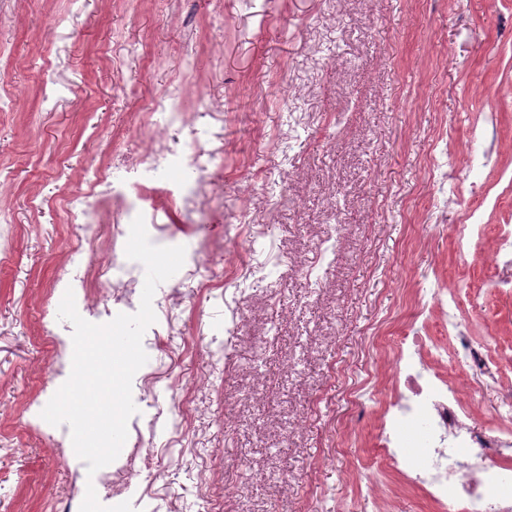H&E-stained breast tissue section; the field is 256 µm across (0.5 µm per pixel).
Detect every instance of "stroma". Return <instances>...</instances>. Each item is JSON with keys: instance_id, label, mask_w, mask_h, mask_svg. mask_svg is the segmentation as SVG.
I'll use <instances>...</instances> for the list:
<instances>
[{"instance_id": "obj_1", "label": "stroma", "mask_w": 512, "mask_h": 512, "mask_svg": "<svg viewBox=\"0 0 512 512\" xmlns=\"http://www.w3.org/2000/svg\"><path fill=\"white\" fill-rule=\"evenodd\" d=\"M3 80L13 101L0 108V205L16 240L0 254V512H55L88 482L20 415L48 365L38 317L54 303L53 271L81 244L63 207L83 186H57L54 171L137 157L146 119L191 140L147 112L178 85L200 101L204 159L222 179L208 223L171 198L154 205L166 245H204L203 276L246 320L225 343L207 289L187 288L160 324L163 349L146 365L161 411L153 444L178 434L197 451L183 466L161 460L130 500L150 485L155 512H455L397 470H358L377 442L383 358L362 338L397 331L416 292L497 268L492 241L461 253L452 237L476 203L485 223L512 225V0H0ZM475 124L492 136L470 139ZM447 151L451 196L429 175ZM473 154L490 157L477 188ZM241 216L264 236L244 235ZM337 224L327 260L319 244ZM487 317L512 344V298L488 289L468 308L474 341ZM301 340L310 351L291 377ZM228 347L236 371L225 380L215 364ZM354 386L363 396L350 406ZM313 397L321 419L310 423Z\"/></svg>"}]
</instances>
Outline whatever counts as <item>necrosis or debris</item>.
Wrapping results in <instances>:
<instances>
[{
	"label": "necrosis or debris",
	"instance_id": "4bbe7bcc",
	"mask_svg": "<svg viewBox=\"0 0 512 512\" xmlns=\"http://www.w3.org/2000/svg\"><path fill=\"white\" fill-rule=\"evenodd\" d=\"M201 151L197 142L170 139L118 168L94 162L79 166L85 188L65 200L64 221L89 244H102L94 282L75 273L84 260L69 251L55 272L52 288L56 295L73 291L79 314L93 323H106L117 314L135 313L144 282L143 271L131 270L125 254L130 225L143 216L151 242H158V217L149 191H157L205 211L208 188L201 179ZM470 223L459 246L479 245L486 236L495 239L496 255L502 265L495 280L497 291L512 294V225H488L480 207L469 211ZM111 220L106 240H99L98 226ZM474 288H453L440 300L442 323L439 335L416 328L413 322L397 332L376 331L365 341L392 355L395 387L378 407L380 454L372 461L377 470L401 466L408 483L420 486L435 504L453 501L457 512H512V345L499 337L485 336L474 343L467 332L466 308L475 303ZM43 339L51 359L40 379L38 396L25 412L29 427L48 439L61 462L82 467L72 447L70 428L47 423L41 412L71 373V331L59 327L53 309L42 313ZM443 349L447 371L436 366L434 350ZM500 387L494 419L497 427L480 431L471 426L470 404L482 386ZM159 452L134 442L120 452L111 471L100 480L105 494L100 502L113 506L124 502L131 479L158 464Z\"/></svg>",
	"mask_w": 512,
	"mask_h": 512
}]
</instances>
